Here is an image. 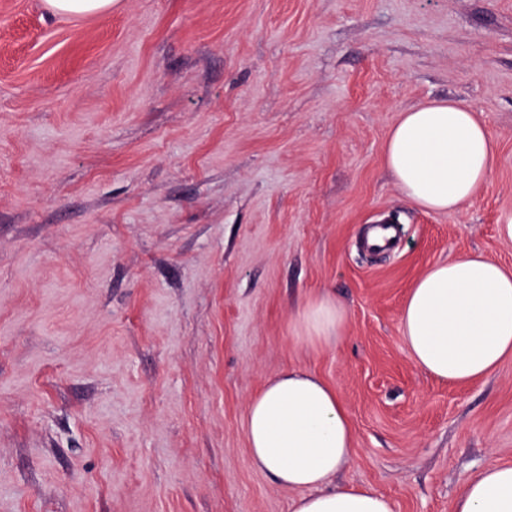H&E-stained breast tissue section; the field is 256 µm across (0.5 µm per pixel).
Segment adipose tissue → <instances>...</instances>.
Wrapping results in <instances>:
<instances>
[{
  "instance_id": "ef3b65f1",
  "label": "adipose tissue",
  "mask_w": 512,
  "mask_h": 512,
  "mask_svg": "<svg viewBox=\"0 0 512 512\" xmlns=\"http://www.w3.org/2000/svg\"><path fill=\"white\" fill-rule=\"evenodd\" d=\"M383 153L408 202L450 212L483 187L496 143L479 113L431 100L401 112ZM347 322L346 308L321 292L299 309L294 336L322 348L342 338ZM400 326L413 361L436 380L463 384L493 374L512 357V269L474 254L430 266L406 296ZM244 431L253 468L294 490L290 512H394L383 495L333 488L354 458L353 425L337 389L312 371L269 377L247 402ZM453 512H512V464L486 466Z\"/></svg>"
}]
</instances>
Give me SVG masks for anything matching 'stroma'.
<instances>
[{
	"mask_svg": "<svg viewBox=\"0 0 512 512\" xmlns=\"http://www.w3.org/2000/svg\"><path fill=\"white\" fill-rule=\"evenodd\" d=\"M479 112L498 144L455 212L383 162L400 112ZM394 219L386 252L361 246ZM512 267V0H0V512H289L246 405L302 367L354 428L340 487L452 512L512 463V358L432 378L400 332L430 266ZM329 291L335 346L293 336ZM55 13L75 16L103 15L112 9V0H46Z\"/></svg>",
	"mask_w": 512,
	"mask_h": 512,
	"instance_id": "35a3bbf8",
	"label": "stroma"
}]
</instances>
